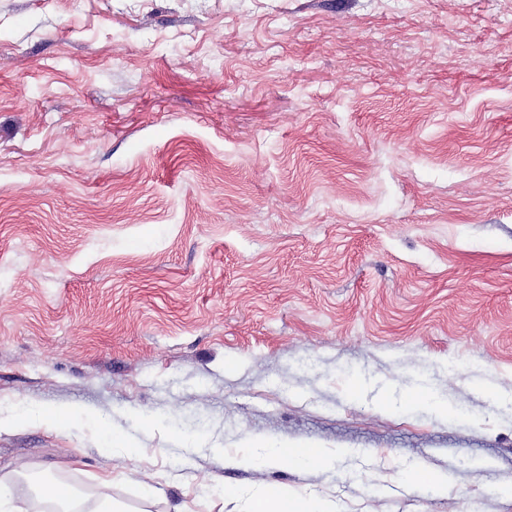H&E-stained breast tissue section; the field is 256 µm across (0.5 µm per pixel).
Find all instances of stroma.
<instances>
[{"label": "stroma", "instance_id": "1", "mask_svg": "<svg viewBox=\"0 0 512 512\" xmlns=\"http://www.w3.org/2000/svg\"><path fill=\"white\" fill-rule=\"evenodd\" d=\"M48 405L32 503L512 512V0H0V419ZM292 448L293 452L288 453ZM269 462L275 467L285 466H318L332 467L336 461V455H331L322 448L311 444H285L274 450L268 456ZM406 480L414 485H429L435 489L446 491L448 487V475L435 471L425 464H416L408 468ZM273 510H270V507ZM250 512H315L311 510L307 498L288 494L279 486L269 485L265 487L254 499Z\"/></svg>", "mask_w": 512, "mask_h": 512}]
</instances>
